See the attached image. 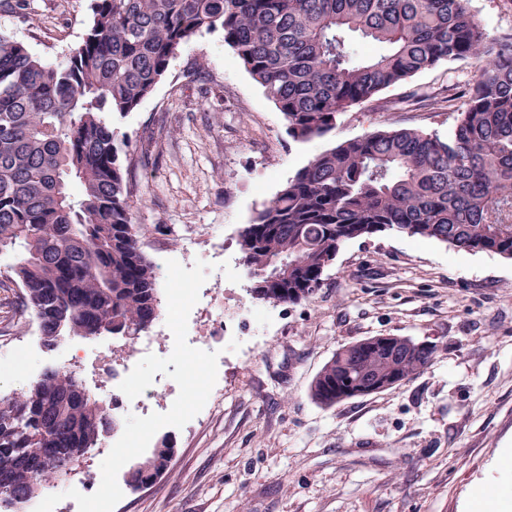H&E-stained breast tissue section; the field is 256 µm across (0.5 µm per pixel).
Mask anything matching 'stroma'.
I'll return each mask as SVG.
<instances>
[{"label":"stroma","mask_w":512,"mask_h":512,"mask_svg":"<svg viewBox=\"0 0 512 512\" xmlns=\"http://www.w3.org/2000/svg\"><path fill=\"white\" fill-rule=\"evenodd\" d=\"M469 9L488 39L512 34V0ZM90 22V0L0 6V34L50 63ZM476 74L468 61L440 63L350 108L333 140L300 144L217 29L183 44L118 120L143 253L159 271L209 255L216 272L203 287L234 313L239 348L224 352L204 408L157 432L175 448L166 471L124 489L114 512H468L472 494L497 483L495 461L512 449V259L378 233L342 245L308 298L270 304L248 293L239 246L244 226L331 141L384 128L448 136ZM368 336L431 343L433 361L392 389L315 403L308 388L323 364ZM62 361L36 329L0 335V394Z\"/></svg>","instance_id":"obj_1"}]
</instances>
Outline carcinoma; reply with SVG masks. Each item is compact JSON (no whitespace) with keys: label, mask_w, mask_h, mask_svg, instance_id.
I'll list each match as a JSON object with an SVG mask.
<instances>
[{"label":"carcinoma","mask_w":512,"mask_h":512,"mask_svg":"<svg viewBox=\"0 0 512 512\" xmlns=\"http://www.w3.org/2000/svg\"><path fill=\"white\" fill-rule=\"evenodd\" d=\"M469 0H91V23L62 63L0 35V285L17 288L5 328L27 315L44 348L133 336L161 314L157 273L132 222L114 123L168 72L176 50L220 28L297 143L326 139L349 108L441 62L477 78L442 138L385 129L320 152L240 234L253 297L296 303L350 239L394 232L512 259V35L488 40ZM435 349L370 336L338 349L309 385L332 407L421 374ZM76 373L48 366L0 396V512L68 475L115 431L101 401L74 397Z\"/></svg>","instance_id":"1"}]
</instances>
